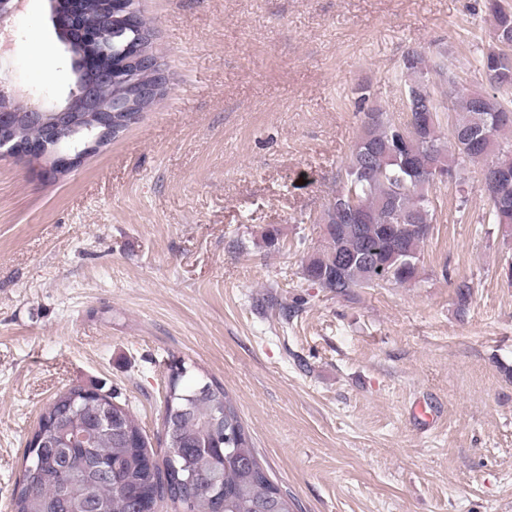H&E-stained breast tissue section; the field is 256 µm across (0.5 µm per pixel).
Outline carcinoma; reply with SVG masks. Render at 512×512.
I'll list each match as a JSON object with an SVG mask.
<instances>
[{"mask_svg": "<svg viewBox=\"0 0 512 512\" xmlns=\"http://www.w3.org/2000/svg\"><path fill=\"white\" fill-rule=\"evenodd\" d=\"M494 44L479 60V86L446 107L428 74L456 83L445 63L419 49L403 58L410 75L407 119L379 107L363 110L360 133L340 171L342 189L318 223L325 245L302 266L303 278L338 297L363 288L403 286L421 270V247L434 210L436 182L457 179L466 163H483L491 223L512 235V108L494 92L512 86V4L486 0ZM83 23L103 32L95 45L119 63L139 29L116 28L108 0H92ZM455 117L442 140V118ZM185 364L170 369L164 399L163 455L154 453L128 404L84 386L58 393L27 440L13 512H292L269 478L252 436L224 385L184 382Z\"/></svg>", "mask_w": 512, "mask_h": 512, "instance_id": "1", "label": "carcinoma"}]
</instances>
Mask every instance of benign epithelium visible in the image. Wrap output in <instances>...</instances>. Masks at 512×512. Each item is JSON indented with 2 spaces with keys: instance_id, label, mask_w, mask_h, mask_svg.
Returning a JSON list of instances; mask_svg holds the SVG:
<instances>
[{
  "instance_id": "benign-epithelium-1",
  "label": "benign epithelium",
  "mask_w": 512,
  "mask_h": 512,
  "mask_svg": "<svg viewBox=\"0 0 512 512\" xmlns=\"http://www.w3.org/2000/svg\"><path fill=\"white\" fill-rule=\"evenodd\" d=\"M88 0H66V15L78 28L79 42L97 44L102 34L82 26ZM112 20L117 26H132L138 21L131 0H110ZM132 52L133 71L114 65L90 69L85 60L78 59L79 80L75 81L64 102L48 108L43 103H28L18 99L13 88L0 81V149L32 161H46L43 173L51 176L58 168H74L87 153L101 145L112 133V125L130 126L138 121L141 112L157 101L168 83L165 63L149 49L127 47ZM25 125L44 129L39 141L21 142L20 132ZM96 130L95 135L73 146L62 155L49 157L46 142L77 127Z\"/></svg>"
}]
</instances>
